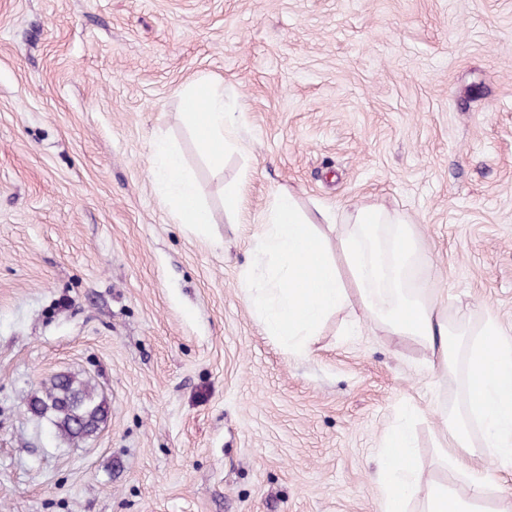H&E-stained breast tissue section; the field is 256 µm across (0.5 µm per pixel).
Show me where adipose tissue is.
I'll list each match as a JSON object with an SVG mask.
<instances>
[{"label":"adipose tissue","mask_w":512,"mask_h":512,"mask_svg":"<svg viewBox=\"0 0 512 512\" xmlns=\"http://www.w3.org/2000/svg\"><path fill=\"white\" fill-rule=\"evenodd\" d=\"M194 132L213 161H222L235 143V121L224 96L202 85L183 96ZM153 163L160 198L173 208L179 223L201 231L212 222L176 149L160 142ZM415 229L398 211L375 206L358 209L339 240L338 254L327 248L322 225L301 215L290 193L275 196L257 236L258 249L272 260L271 285L244 281L245 300L266 331L290 355L311 350L323 320L355 305L361 319L379 320L397 336L411 338L424 349V361L435 373L467 372L462 409L449 412L440 431L444 461L469 483L462 497L447 486L428 483L422 512H477L475 500L492 482L497 466L512 462V338L494 315H484L475 331L448 319V310L432 289L407 292L406 277L415 263ZM379 512H408V501L420 482V469L407 425L383 440L377 476Z\"/></svg>","instance_id":"ef3b65f1"}]
</instances>
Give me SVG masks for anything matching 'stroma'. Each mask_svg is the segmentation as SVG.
<instances>
[{
  "mask_svg": "<svg viewBox=\"0 0 512 512\" xmlns=\"http://www.w3.org/2000/svg\"><path fill=\"white\" fill-rule=\"evenodd\" d=\"M200 80L238 124L219 168ZM160 140L205 231L160 201ZM282 191L317 224L404 213L449 319L512 335V0H0V512H378L413 407L422 482L468 495L437 450L463 372L348 308L293 357L248 308ZM58 373L106 398L100 432L27 412ZM183 107L200 144L214 162L222 161L226 148L236 144L233 113L226 112L223 93L198 86L183 95Z\"/></svg>",
  "mask_w": 512,
  "mask_h": 512,
  "instance_id": "obj_1",
  "label": "stroma"
}]
</instances>
